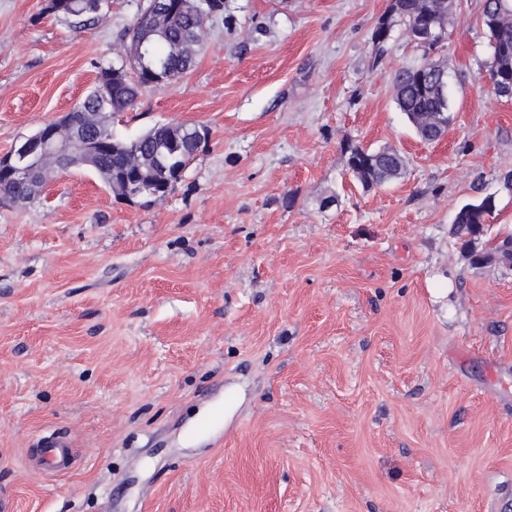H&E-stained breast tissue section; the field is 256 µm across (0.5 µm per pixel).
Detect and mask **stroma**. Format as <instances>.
Masks as SVG:
<instances>
[{
	"mask_svg": "<svg viewBox=\"0 0 512 512\" xmlns=\"http://www.w3.org/2000/svg\"><path fill=\"white\" fill-rule=\"evenodd\" d=\"M141 0L81 30L0 0V155L121 62ZM389 0H224L194 66L112 128L208 136L162 198L88 170L0 205V490L10 512H488L512 495V99L456 0L444 141L396 70L425 62ZM394 148L363 187L345 147ZM493 196L475 242L456 209ZM68 432L78 461L31 450Z\"/></svg>",
	"mask_w": 512,
	"mask_h": 512,
	"instance_id": "35a3bbf8",
	"label": "stroma"
}]
</instances>
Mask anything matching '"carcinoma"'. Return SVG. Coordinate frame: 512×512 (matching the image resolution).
Here are the masks:
<instances>
[{"label": "carcinoma", "mask_w": 512, "mask_h": 512, "mask_svg": "<svg viewBox=\"0 0 512 512\" xmlns=\"http://www.w3.org/2000/svg\"><path fill=\"white\" fill-rule=\"evenodd\" d=\"M99 0H50L51 12L69 20L72 27L84 28L101 18ZM146 0L128 28V41H144L136 65L127 68L109 63L100 69L97 83L73 109V125L98 142L93 170L105 180L112 194L127 198V188L135 183L151 187L148 197L161 198L181 181L200 147L196 126L187 123L161 124L141 136L112 144V126L108 118L116 112L132 108L142 92L165 84L187 72L202 49V28L206 21L224 10V0ZM452 4L443 0H406L401 14L382 16L372 39L384 47L396 26H404L410 34L424 24L439 20L442 10ZM482 26L488 38L490 52L486 72L499 77L495 92L512 98V0H485ZM396 104L410 122L429 112L443 109L442 93L437 74L418 66L398 70L393 78ZM347 152L356 162L349 165L352 174L366 185H382L397 177L407 166L404 155L387 150L373 156L359 145ZM47 163L38 159L29 164V178L14 182L0 178V197L9 194L23 203L34 201L38 193L33 186L53 173ZM496 209L495 201L486 196L461 205L451 225V233L459 238L474 233L475 225L483 222Z\"/></svg>", "instance_id": "1"}]
</instances>
